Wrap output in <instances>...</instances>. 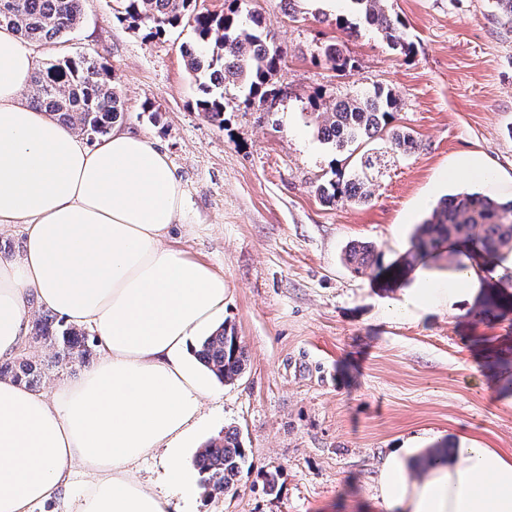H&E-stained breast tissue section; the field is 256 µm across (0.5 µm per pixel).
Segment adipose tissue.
<instances>
[{
  "instance_id": "1",
  "label": "adipose tissue",
  "mask_w": 512,
  "mask_h": 512,
  "mask_svg": "<svg viewBox=\"0 0 512 512\" xmlns=\"http://www.w3.org/2000/svg\"><path fill=\"white\" fill-rule=\"evenodd\" d=\"M35 66L1 28L0 228L24 233L16 255H0V359L24 347L33 301L93 330L103 354L49 396L0 379V512L56 500L76 467L87 480L71 512H167L134 466L160 448L176 460L191 441L209 387L196 341L224 318V277L164 244L184 207L166 153L119 128L88 144L32 108ZM485 273L465 263L447 287L401 289L395 306L463 313ZM377 492L386 512H512V455L393 448Z\"/></svg>"
}]
</instances>
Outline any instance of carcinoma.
Masks as SVG:
<instances>
[{
	"instance_id": "cac0c4a2",
	"label": "carcinoma",
	"mask_w": 512,
	"mask_h": 512,
	"mask_svg": "<svg viewBox=\"0 0 512 512\" xmlns=\"http://www.w3.org/2000/svg\"><path fill=\"white\" fill-rule=\"evenodd\" d=\"M116 2L125 18L149 27L157 37L179 27L191 30L194 44L183 50L186 68L201 93L197 107L213 119L224 122V92L229 88L241 93L246 104L279 96L281 88L274 77L281 69V49L265 31L262 17L246 9L245 0H227L220 15L198 8L197 0ZM349 2L389 48L403 53L411 50L401 32L402 21L388 14L385 0ZM80 16L81 0H0V26L11 27L21 39L57 44L79 23ZM320 55L338 72L349 68V60L334 44L321 48ZM31 89L34 108L49 112L89 138L107 134L125 112L124 101L86 56L64 55L38 67ZM398 107V99L388 88L351 91L318 113L317 136L339 152L353 153L364 143L382 140L394 157L407 156L418 143L410 131L394 124ZM380 169L381 158L366 150L356 158L350 177L340 174L317 185L315 192L325 202L364 201L370 196V179ZM471 238L487 255L511 251L512 200L503 202L478 191L449 195L417 226L401 260L385 267L373 250L355 246L346 253V260L357 273L373 269L396 281L419 256L438 252L451 241ZM32 339L56 348L55 358L66 365L88 355L84 332L73 327L57 331L49 309L37 319ZM197 358L225 382L238 379L246 367L240 338L224 323L204 337ZM2 377L32 386L42 377V364L23 353L9 363H0ZM246 462V449L236 430L228 429L224 436L209 441L197 454L204 492L210 497L229 492Z\"/></svg>"
}]
</instances>
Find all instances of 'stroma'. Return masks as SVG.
Wrapping results in <instances>:
<instances>
[{"label": "stroma", "instance_id": "obj_1", "mask_svg": "<svg viewBox=\"0 0 512 512\" xmlns=\"http://www.w3.org/2000/svg\"><path fill=\"white\" fill-rule=\"evenodd\" d=\"M385 5L410 54L363 28L348 0H297L292 16L283 0H248L283 51L284 93L267 108L228 92L220 122L196 106L181 53L189 30L154 37L115 0H82L63 44H28L37 62L86 55L108 75L126 105L119 127L155 140L182 183L168 246L224 277V318L247 365L236 381L211 379L180 463L198 476V451L228 427L247 463L230 492L189 504L164 482L165 451L142 458L134 474L167 497L168 512H385L376 479L390 449L472 440L512 452V269L485 277L463 314L408 316L391 301L415 276L398 285L345 260L357 242L383 264L399 260L445 195L476 190L449 176L464 158L490 169V196L512 199V28L495 0ZM330 42L350 60L346 74L318 60ZM375 85L392 89L396 122L418 147L383 167L368 203H324L316 185L346 163L318 139L316 106ZM87 339L90 356L70 368L55 364L53 348L30 344L46 366L41 391L77 382L99 361L95 334Z\"/></svg>", "mask_w": 512, "mask_h": 512}]
</instances>
